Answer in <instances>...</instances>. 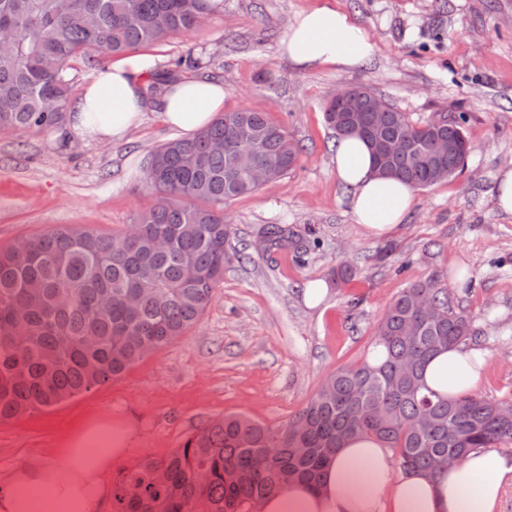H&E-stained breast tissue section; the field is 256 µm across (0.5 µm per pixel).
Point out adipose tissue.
Returning <instances> with one entry per match:
<instances>
[{
    "instance_id": "1",
    "label": "adipose tissue",
    "mask_w": 512,
    "mask_h": 512,
    "mask_svg": "<svg viewBox=\"0 0 512 512\" xmlns=\"http://www.w3.org/2000/svg\"><path fill=\"white\" fill-rule=\"evenodd\" d=\"M279 50L300 72L344 71L362 65L376 45L347 13L325 2L295 15ZM151 66L147 55L133 52L97 70L70 108V133L99 143L123 139L141 121L143 78ZM223 109L222 83L190 77L170 86L161 117L172 129L195 134ZM333 164L356 223L370 235H387L414 208V187L377 175L359 138H339ZM488 362V353L476 346L453 347L429 361L425 381L450 398L469 395ZM134 439L126 423L78 429L62 443L56 462L32 458L8 475L0 484V512H99L110 494L105 477L128 456ZM511 483L512 454L494 448L472 449L463 462L430 474L396 467L384 441L358 436L338 448L318 485L292 481L261 500L258 512H498Z\"/></svg>"
}]
</instances>
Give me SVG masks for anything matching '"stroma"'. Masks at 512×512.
I'll list each match as a JSON object with an SVG mask.
<instances>
[{
	"label": "stroma",
	"instance_id": "obj_1",
	"mask_svg": "<svg viewBox=\"0 0 512 512\" xmlns=\"http://www.w3.org/2000/svg\"><path fill=\"white\" fill-rule=\"evenodd\" d=\"M317 0H224L198 28L143 46L157 66L192 56L197 76L223 83L224 109L267 113L303 151L280 181L224 205L232 257L199 322L111 381L49 407L0 420V482L31 457L54 460L83 423L123 420L137 430L115 485L144 458L162 459L229 415L276 431L291 422L338 367L362 362L389 304L410 284L435 279L471 319L491 365L476 396L512 399V214L496 204L497 176L512 168V0H336L376 44L352 71H296L279 54L288 21ZM363 85L412 122L463 115L465 169L417 190L408 218L375 238L356 224L336 179V134L327 99ZM179 133L146 109L121 142H81L58 131L0 132V248L68 225L122 232L153 203L147 156ZM285 224L312 237L305 263L272 250L237 261L256 229ZM470 265L465 286L448 279ZM355 271L340 283L341 265ZM314 279L332 293L305 306Z\"/></svg>",
	"mask_w": 512,
	"mask_h": 512
}]
</instances>
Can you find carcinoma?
<instances>
[{"mask_svg": "<svg viewBox=\"0 0 512 512\" xmlns=\"http://www.w3.org/2000/svg\"><path fill=\"white\" fill-rule=\"evenodd\" d=\"M205 22L202 0H0V131L47 132L65 120L70 63L156 44ZM190 58L155 69L144 89L160 105ZM391 107L359 135L365 144L416 128L411 149L376 157L386 176L416 188L465 167L461 117L434 129ZM448 141V154L436 143ZM258 146L256 158L282 178L300 148L264 112H226L191 139H173L145 163L155 204L128 232L64 227L0 250V419L49 406L111 381L196 323L224 280L230 227L224 202L255 190L214 143ZM267 249H307L286 227L263 226ZM423 299L437 310L425 320ZM474 336L435 280L402 290L372 341L375 364L336 369L286 428L272 432L241 416L216 421L164 459L146 458L112 489L114 512H243L283 489L282 476L315 483L347 438L371 434L400 466L433 473L473 448L512 443V402L426 391L435 354Z\"/></svg>", "mask_w": 512, "mask_h": 512, "instance_id": "carcinoma-1", "label": "carcinoma"}]
</instances>
